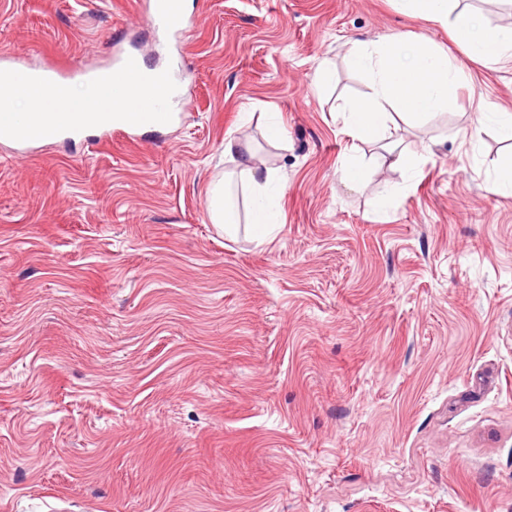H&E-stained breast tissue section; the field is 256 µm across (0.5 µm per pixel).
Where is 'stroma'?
<instances>
[{"instance_id":"35a3bbf8","label":"stroma","mask_w":512,"mask_h":512,"mask_svg":"<svg viewBox=\"0 0 512 512\" xmlns=\"http://www.w3.org/2000/svg\"><path fill=\"white\" fill-rule=\"evenodd\" d=\"M184 2V121L0 138V512H512V195L478 122L512 111V61L395 0ZM390 32L468 80L414 173L359 191L348 43ZM121 47L164 62L137 0H0V55L99 69ZM230 135L285 177L262 243L208 219ZM492 186L497 192H512V151L501 157L489 174Z\"/></svg>"}]
</instances>
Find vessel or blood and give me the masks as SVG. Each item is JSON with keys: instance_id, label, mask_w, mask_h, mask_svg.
<instances>
[{"instance_id": "vessel-or-blood-1", "label": "vessel or blood", "mask_w": 512, "mask_h": 512, "mask_svg": "<svg viewBox=\"0 0 512 512\" xmlns=\"http://www.w3.org/2000/svg\"><path fill=\"white\" fill-rule=\"evenodd\" d=\"M144 17L158 46L172 55L169 68L146 73L141 69L138 53L117 51L112 62L111 82L96 85L98 106L93 113L71 109L54 92L61 83L83 80L86 73L81 69L53 64L34 68L22 58L1 55L0 75H7L13 86L38 89L43 107L52 110L61 135L67 138L97 142L127 129L161 132L177 115L183 114L191 95L190 86L180 78L184 59L177 55L176 49L193 27L194 19L185 13H172L168 0H146ZM159 79L169 85L168 95L157 98L147 94V87Z\"/></svg>"}]
</instances>
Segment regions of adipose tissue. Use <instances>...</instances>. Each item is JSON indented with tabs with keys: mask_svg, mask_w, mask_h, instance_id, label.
Segmentation results:
<instances>
[{
	"mask_svg": "<svg viewBox=\"0 0 512 512\" xmlns=\"http://www.w3.org/2000/svg\"><path fill=\"white\" fill-rule=\"evenodd\" d=\"M395 2L406 15L448 27L470 58L512 60V27L489 26L474 11L456 8L455 0ZM349 62L365 75L370 87L367 96L349 101L341 113L352 141L342 165V179L361 189L378 170L407 172L421 162V155L409 151L403 133L435 118L464 72L428 42L410 44L395 33L372 42L352 41ZM224 153L234 158L235 168L228 178L211 182L207 188L209 221L228 232L240 221H247L255 239L266 241L280 222L276 198L284 186L283 178L275 169L258 163L253 148L241 140L225 138ZM232 179L248 191L244 210L227 201Z\"/></svg>",
	"mask_w": 512,
	"mask_h": 512,
	"instance_id": "1",
	"label": "adipose tissue"
}]
</instances>
